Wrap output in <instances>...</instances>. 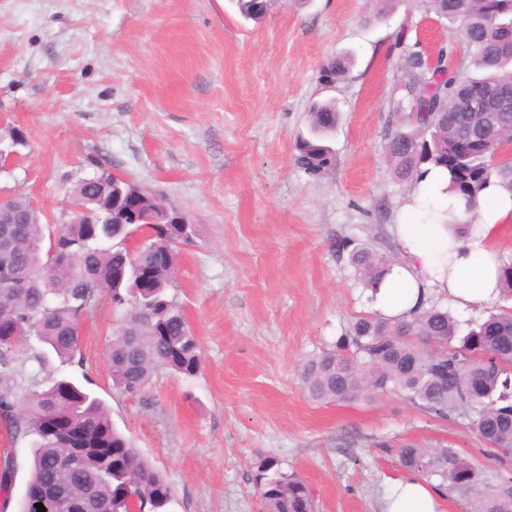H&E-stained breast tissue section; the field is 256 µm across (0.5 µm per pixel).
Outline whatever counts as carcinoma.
<instances>
[{"mask_svg": "<svg viewBox=\"0 0 512 512\" xmlns=\"http://www.w3.org/2000/svg\"><path fill=\"white\" fill-rule=\"evenodd\" d=\"M427 10L448 22L449 33L469 51L452 68L432 67L416 51L404 54L398 81L405 89L397 107L409 108L415 127L398 130L387 148L390 173L398 182H418L430 168L448 171L449 190L472 212L491 185L512 193V160L494 162L512 142V0H424ZM240 14L257 19L267 0H237ZM350 58L330 60L323 72L339 81ZM476 87L495 92L491 108L464 104ZM311 136L295 142L297 162L310 176L331 164L326 138L338 121L333 101L309 111ZM114 178L101 171L72 189V204L89 210L117 205ZM137 192L145 212L157 210L156 191L118 181ZM21 224L0 223V417L13 436L32 437L31 466L20 512H167L172 486L132 441L112 423L98 397L71 379H51L22 388L2 371L16 353L41 349L33 359L44 366L47 352L75 362L79 320L105 296L120 321L106 347L117 389L143 392L159 369L185 377L201 366L200 345L183 308L170 297L176 268L175 245L192 239L181 224H152L153 238L137 254L153 265L152 286L135 288L134 268L112 238L122 224H46L23 197L8 199ZM53 244V259L45 244ZM362 284L376 290L395 258L357 249L352 253ZM501 296L512 299V258L501 261ZM303 390L314 402L368 400L400 392L426 412L447 418L459 410L500 462L512 459V310L490 314L462 330L440 303L390 322L377 315L358 319L336 348L308 358L300 370ZM400 465L443 493L475 492L470 512H512V482L479 491L478 473L446 448L405 444ZM252 480L263 512H315L309 487L282 468L274 456L252 464Z\"/></svg>", "mask_w": 512, "mask_h": 512, "instance_id": "cac0c4a2", "label": "carcinoma"}]
</instances>
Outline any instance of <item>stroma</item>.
Returning a JSON list of instances; mask_svg holds the SVG:
<instances>
[{
  "instance_id": "obj_1",
  "label": "stroma",
  "mask_w": 512,
  "mask_h": 512,
  "mask_svg": "<svg viewBox=\"0 0 512 512\" xmlns=\"http://www.w3.org/2000/svg\"><path fill=\"white\" fill-rule=\"evenodd\" d=\"M414 45L431 59L467 54L423 0L383 13L377 0H270L255 20L235 0H0V128L28 141L0 172V198L63 224L74 184L104 169L160 190L196 229L176 247L170 290L201 346L196 376L162 370L139 396L115 389L105 302L80 320V362L16 357L21 385L67 377L106 403L170 481L168 512H260V455L310 486L316 512H384L408 443L453 449L486 489L512 477L466 415L436 418L395 393L318 404L300 386L302 362L372 313L352 249L399 254L394 226L414 186L391 178L386 147L411 122L395 85ZM345 53L347 79L325 86L323 66ZM322 100L340 119L334 163L312 177L294 144ZM8 453L7 512H19L29 442L0 426Z\"/></svg>"
}]
</instances>
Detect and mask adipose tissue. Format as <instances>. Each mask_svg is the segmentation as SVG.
Masks as SVG:
<instances>
[{
    "mask_svg": "<svg viewBox=\"0 0 512 512\" xmlns=\"http://www.w3.org/2000/svg\"><path fill=\"white\" fill-rule=\"evenodd\" d=\"M447 185V177L437 171L418 182L410 205L423 209L428 222L394 227L404 259L392 266L373 297L383 317H410L439 298L459 310L499 300L500 257L493 243L512 226V193L496 186L481 194L474 229L463 235L445 222L454 201ZM440 497L434 486L408 475L393 483L386 512H437Z\"/></svg>",
    "mask_w": 512,
    "mask_h": 512,
    "instance_id": "1",
    "label": "adipose tissue"
}]
</instances>
